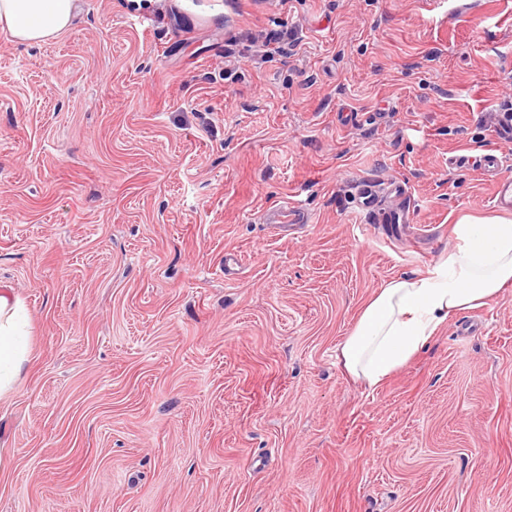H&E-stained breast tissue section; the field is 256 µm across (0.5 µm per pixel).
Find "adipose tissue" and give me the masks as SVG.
I'll use <instances>...</instances> for the list:
<instances>
[{"label":"adipose tissue","mask_w":512,"mask_h":512,"mask_svg":"<svg viewBox=\"0 0 512 512\" xmlns=\"http://www.w3.org/2000/svg\"><path fill=\"white\" fill-rule=\"evenodd\" d=\"M74 0H0V27L24 44L58 36ZM455 246L426 275L402 277L362 307L340 348L345 369L380 387L427 345L450 314L486 304L512 283V220L460 219ZM28 317L21 299L0 290V398L14 389L31 357Z\"/></svg>","instance_id":"ef3b65f1"}]
</instances>
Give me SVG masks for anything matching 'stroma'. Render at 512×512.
<instances>
[{
	"label": "stroma",
	"instance_id": "stroma-1",
	"mask_svg": "<svg viewBox=\"0 0 512 512\" xmlns=\"http://www.w3.org/2000/svg\"><path fill=\"white\" fill-rule=\"evenodd\" d=\"M508 112L512 0H77L48 43L0 29V289L32 348L0 512H512V285L379 388L339 357L376 290L496 215ZM285 202L309 219L270 237Z\"/></svg>",
	"mask_w": 512,
	"mask_h": 512
}]
</instances>
